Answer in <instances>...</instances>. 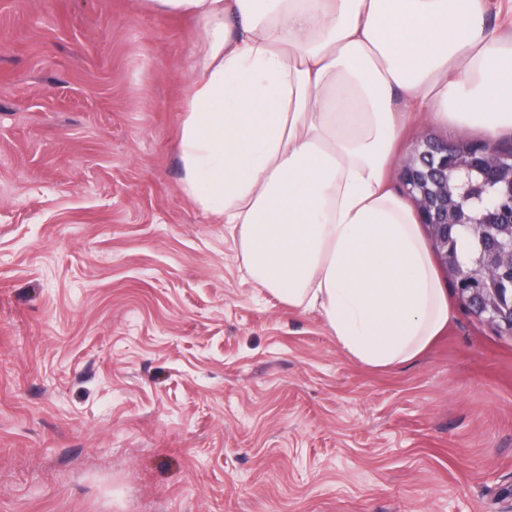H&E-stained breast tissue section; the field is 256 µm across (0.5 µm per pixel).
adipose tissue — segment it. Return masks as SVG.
Returning a JSON list of instances; mask_svg holds the SVG:
<instances>
[{
  "label": "adipose tissue",
  "mask_w": 512,
  "mask_h": 512,
  "mask_svg": "<svg viewBox=\"0 0 512 512\" xmlns=\"http://www.w3.org/2000/svg\"><path fill=\"white\" fill-rule=\"evenodd\" d=\"M202 27L184 94L181 187L247 273L316 311L371 367L420 355L448 322L417 215L387 182L418 115L512 129V37L491 0H147Z\"/></svg>",
  "instance_id": "adipose-tissue-1"
}]
</instances>
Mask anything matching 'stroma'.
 <instances>
[{
	"label": "stroma",
	"instance_id": "stroma-1",
	"mask_svg": "<svg viewBox=\"0 0 512 512\" xmlns=\"http://www.w3.org/2000/svg\"><path fill=\"white\" fill-rule=\"evenodd\" d=\"M199 27L0 0V512H512V335L373 368L181 189ZM487 137L417 120L413 144Z\"/></svg>",
	"mask_w": 512,
	"mask_h": 512
}]
</instances>
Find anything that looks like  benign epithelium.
Listing matches in <instances>:
<instances>
[{"mask_svg": "<svg viewBox=\"0 0 512 512\" xmlns=\"http://www.w3.org/2000/svg\"><path fill=\"white\" fill-rule=\"evenodd\" d=\"M400 187L469 313L511 336L512 151L424 138L403 164ZM467 225L479 232L482 243L463 259L456 241Z\"/></svg>", "mask_w": 512, "mask_h": 512, "instance_id": "obj_1", "label": "benign epithelium"}]
</instances>
